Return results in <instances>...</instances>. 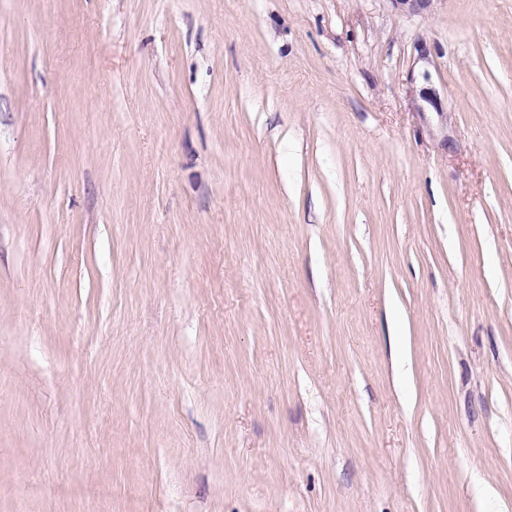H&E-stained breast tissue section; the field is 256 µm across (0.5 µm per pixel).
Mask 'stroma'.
<instances>
[{
    "mask_svg": "<svg viewBox=\"0 0 512 512\" xmlns=\"http://www.w3.org/2000/svg\"><path fill=\"white\" fill-rule=\"evenodd\" d=\"M0 512H512V0H0Z\"/></svg>",
    "mask_w": 512,
    "mask_h": 512,
    "instance_id": "1",
    "label": "stroma"
}]
</instances>
